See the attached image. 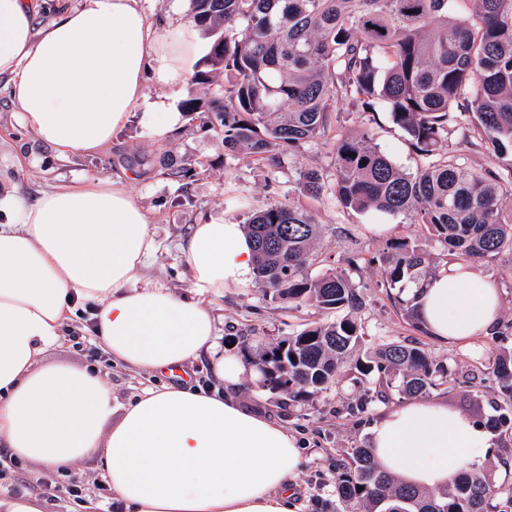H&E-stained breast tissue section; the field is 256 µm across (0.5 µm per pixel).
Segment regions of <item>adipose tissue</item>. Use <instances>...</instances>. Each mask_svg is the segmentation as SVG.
Here are the masks:
<instances>
[{
    "instance_id": "obj_1",
    "label": "adipose tissue",
    "mask_w": 512,
    "mask_h": 512,
    "mask_svg": "<svg viewBox=\"0 0 512 512\" xmlns=\"http://www.w3.org/2000/svg\"><path fill=\"white\" fill-rule=\"evenodd\" d=\"M45 0H0V80L23 126L64 156L94 154L146 105L147 84L178 95L200 45L186 23L158 32L140 0H72L36 29ZM157 244L123 183L87 179L0 196V439L37 473L96 459L123 512H292L303 462L295 437L232 389L253 368L225 356L209 302L254 276L242 225L210 216L182 252L192 297L144 277ZM442 343L491 335L501 290L472 266H441L417 294ZM114 362L150 373L208 358L210 387L163 384L114 410L95 366L47 361L79 308ZM379 464L429 489L480 464L489 430L437 399L383 410Z\"/></svg>"
}]
</instances>
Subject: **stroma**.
Returning <instances> with one entry per match:
<instances>
[{
    "mask_svg": "<svg viewBox=\"0 0 512 512\" xmlns=\"http://www.w3.org/2000/svg\"><path fill=\"white\" fill-rule=\"evenodd\" d=\"M341 123L349 131L370 124L376 142L404 172H415L424 162L410 146L405 132L393 123L384 104H377L373 119L348 112L342 114ZM142 156L157 161L189 156L196 167L195 176L184 185L153 172L139 174L137 181L128 185L149 214L157 242L146 276L189 295L191 274L179 246L194 224L205 216L220 215L225 221L243 225L252 214L273 204L292 203L310 213L322 229L314 248L312 273L342 269L362 294L364 304L356 319L368 344L421 342L429 356L447 365L460 381L452 391H435V398L479 422L491 414L496 383L487 372L488 361L502 349L512 348V335L495 333L468 346L446 345L416 331L405 320L389 296L384 266L376 262V255L390 243L410 241L427 251L434 266H442L447 258L441 246L407 217H396L393 230L379 234L373 227L384 223V216L346 210L332 196L316 198L302 191L298 185L301 169H317L327 180L333 177L331 147L324 141L305 145L289 166L275 173L264 162L226 153L213 131L203 127L200 120L181 115L165 136L157 138L142 113L137 112L113 134L108 151L91 155L74 151L59 158L20 124L15 106L0 89V193L14 186L33 197L82 177L112 179L127 171L130 160ZM211 308L221 343L229 345L231 355L245 362L250 361L258 346L275 343L305 325L336 317L332 310L308 304L295 307L265 297L256 284L225 289L223 295L213 299ZM69 329L82 336L83 347L64 340L48 352V359L84 365L92 360L89 349H97L92 361L112 390L114 407L134 399L144 386L160 383V376L112 364L105 352L98 350V341L90 335L86 321L74 322ZM373 391L371 383L357 385L345 378L319 393L313 404L304 405L271 392L259 381L248 380L240 386L242 400L267 412L300 443L304 460L295 480L300 512H333L337 460L348 448L370 443L369 427L379 407L371 399Z\"/></svg>",
    "mask_w": 512,
    "mask_h": 512,
    "instance_id": "1",
    "label": "stroma"
}]
</instances>
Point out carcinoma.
Segmentation results:
<instances>
[{"label": "carcinoma", "instance_id": "obj_1", "mask_svg": "<svg viewBox=\"0 0 512 512\" xmlns=\"http://www.w3.org/2000/svg\"><path fill=\"white\" fill-rule=\"evenodd\" d=\"M191 0V21L210 39L192 82L214 87L191 97L184 112L214 131L224 151L285 167L305 144L332 138L335 179L300 173L301 189L336 196L355 212L406 216L424 227L449 261L491 263L512 254V163L466 172L448 156V135L498 159L512 155V0ZM386 103L393 122L424 157L414 173L395 167L370 128L332 132L338 105L374 111ZM192 161L168 163L161 175L180 182ZM256 278L264 296L346 311L263 349L251 361L271 391L306 404L348 367L374 378L386 394L426 398L457 383L418 345L391 341L369 349L353 312L362 295L343 271L309 274L319 225L291 204L249 218ZM382 262L395 303L420 333L416 295L432 275L426 253L407 242L371 258ZM498 400L487 422L512 439V350L489 363ZM335 512H500L512 484L500 485L472 465L447 486L407 485L382 470L364 446L336 462ZM363 490H358V487Z\"/></svg>", "mask_w": 512, "mask_h": 512}]
</instances>
